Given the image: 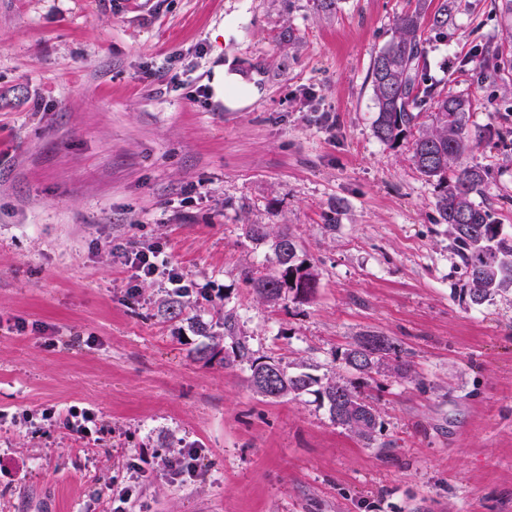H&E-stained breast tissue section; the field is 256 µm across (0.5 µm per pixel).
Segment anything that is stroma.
I'll return each instance as SVG.
<instances>
[{
	"label": "stroma",
	"instance_id": "obj_1",
	"mask_svg": "<svg viewBox=\"0 0 512 512\" xmlns=\"http://www.w3.org/2000/svg\"><path fill=\"white\" fill-rule=\"evenodd\" d=\"M415 4L0 0V512H512V294L469 305L415 133L374 134L369 69ZM452 4L418 78L472 99L479 202L512 225V17ZM252 224L288 227L312 295L245 284L276 267ZM139 247L180 285L136 276ZM367 335L395 349L361 375ZM237 340L348 377L373 441L257 394Z\"/></svg>",
	"mask_w": 512,
	"mask_h": 512
}]
</instances>
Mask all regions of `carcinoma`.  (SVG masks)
I'll use <instances>...</instances> for the list:
<instances>
[{
    "label": "carcinoma",
    "mask_w": 512,
    "mask_h": 512,
    "mask_svg": "<svg viewBox=\"0 0 512 512\" xmlns=\"http://www.w3.org/2000/svg\"><path fill=\"white\" fill-rule=\"evenodd\" d=\"M425 15V0H418L414 9L400 14L395 21V36L373 58L369 77L377 104L374 133L380 141L394 144L415 126L414 109L425 106L431 112V125L420 130L415 140L414 164L426 180L437 183L438 223L447 226L451 253L465 270L471 305L481 307L494 295L512 291V232L495 223L489 210L472 200L481 193L486 177L484 169L463 162L482 139V133H473L468 126L472 101L445 95L435 85L423 86L418 80L419 61L424 55L421 34ZM247 234L255 240L270 241L276 258V269L271 273L258 274L249 268L243 272L245 283L260 298L276 302L290 293L296 299L313 293L317 276L310 265L298 261L296 244L288 230L272 231L266 224H251ZM392 349L394 344L388 337L377 336L364 360L348 350L344 364L367 375ZM281 374L282 397L308 392L318 383L308 373L291 375L283 370ZM338 390L369 415L367 427L361 429L353 423L350 432L372 442L375 414L360 400L349 380L340 376L315 394L327 402L330 415L338 420Z\"/></svg>",
    "instance_id": "obj_1"
}]
</instances>
